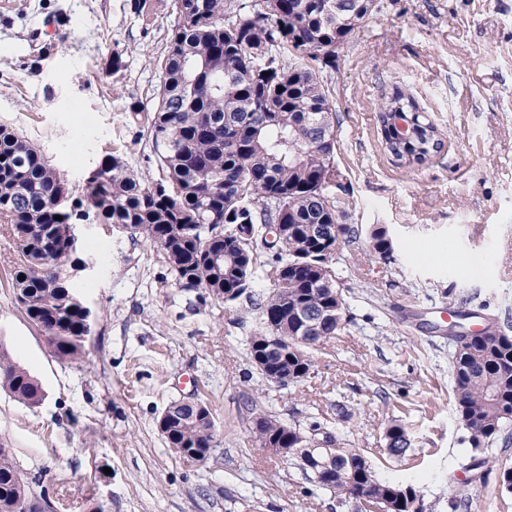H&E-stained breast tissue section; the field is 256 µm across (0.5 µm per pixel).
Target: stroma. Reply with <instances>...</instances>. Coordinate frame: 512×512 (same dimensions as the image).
Returning a JSON list of instances; mask_svg holds the SVG:
<instances>
[{"mask_svg": "<svg viewBox=\"0 0 512 512\" xmlns=\"http://www.w3.org/2000/svg\"><path fill=\"white\" fill-rule=\"evenodd\" d=\"M152 3L148 25L135 0L0 4V125L39 146L75 194L112 153L159 174L131 115L153 98L177 21L172 0ZM392 83L443 142L423 165L399 166L382 146L376 118ZM327 84L347 221L384 225L395 252L367 259L363 239L339 251L351 321L318 348L302 382L254 374V311L200 300L149 243L97 223L76 226L91 332L79 359H59L15 298L16 246L0 231V349L45 391L31 407L0 388V446L51 512H356L324 490L303 499L302 472L266 459L246 408L289 423L339 401L348 415L334 419L336 436L361 449L378 478L418 489L423 512H456L463 486L467 512H512L497 492L512 449H490L485 482H467L444 309L463 292L484 316L512 310V0H378ZM192 397L217 430L211 457L193 463L158 429L171 403ZM394 421L411 440L402 461L386 451Z\"/></svg>", "mask_w": 512, "mask_h": 512, "instance_id": "obj_1", "label": "stroma"}]
</instances>
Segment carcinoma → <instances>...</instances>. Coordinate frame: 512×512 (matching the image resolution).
I'll use <instances>...</instances> for the list:
<instances>
[{
    "label": "carcinoma",
    "instance_id": "carcinoma-1",
    "mask_svg": "<svg viewBox=\"0 0 512 512\" xmlns=\"http://www.w3.org/2000/svg\"><path fill=\"white\" fill-rule=\"evenodd\" d=\"M372 2L173 0L177 23L162 58L157 102L132 107L156 156V179L112 155L99 166L106 189L92 185L77 197L31 142L0 126V224L16 239L13 288L26 316L46 327L59 359L78 358L88 336L84 306L64 266L78 267V252L67 249L74 219L91 210L98 223L156 247L175 284L230 307L246 300L260 318L249 349L263 344L268 321L278 320V335L288 344L270 359L297 377L310 373V349L349 323L336 257L362 233L343 223L348 198L330 208L315 200L318 193L335 195L343 184L334 163L337 130L327 78L312 63L336 67V53L321 56V47L347 42L357 29L344 20L369 16ZM397 102L408 103L416 133L410 147L395 142L390 130V106ZM378 122L385 151L402 164L422 165L443 146L427 113L398 84L382 92ZM244 222L252 225L254 242L239 249L227 233ZM270 224L292 228L288 240L267 246ZM369 239L370 257L391 259L386 228H370ZM284 264L296 271L280 284L275 275ZM258 278L270 283L265 295L251 291ZM226 288L240 293L226 298ZM336 303L340 319L323 321L316 338L298 336L295 307L318 312ZM451 364L456 409L471 448L467 469L481 481L489 471L486 450L512 447V336L488 321L479 335L454 343ZM0 385L32 406L44 397L37 379L2 353ZM254 415L263 416L253 430L262 447L275 438L291 448L313 434L336 441V463L318 476L303 472L310 486L302 496L319 488L347 503L363 491L378 512H422L419 491L377 479L360 449L336 440L327 417L285 424L259 407ZM214 438L213 419L186 411L166 441L170 448H205ZM410 447L405 428L389 425L388 453L403 458ZM0 512H36L8 448H0Z\"/></svg>",
    "mask_w": 512,
    "mask_h": 512
}]
</instances>
